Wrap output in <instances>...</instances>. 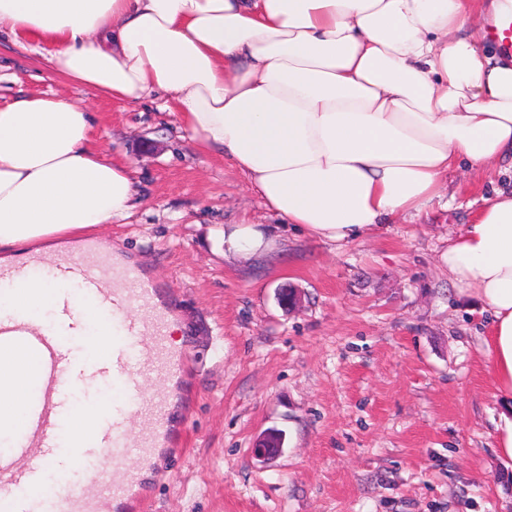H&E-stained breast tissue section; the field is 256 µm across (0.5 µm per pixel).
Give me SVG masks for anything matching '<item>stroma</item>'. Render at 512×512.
Here are the masks:
<instances>
[{
    "mask_svg": "<svg viewBox=\"0 0 512 512\" xmlns=\"http://www.w3.org/2000/svg\"><path fill=\"white\" fill-rule=\"evenodd\" d=\"M44 69L0 34V101L82 102L100 147L137 171L131 217L91 237L159 281L190 358L168 388L144 512H512L489 316L440 262L506 175L451 170L418 216L333 247L282 223L162 98L117 104ZM244 219L271 225L277 250L246 260L210 240L211 227ZM288 288L300 296L290 309L278 301ZM271 430L282 451L258 461L251 450Z\"/></svg>",
    "mask_w": 512,
    "mask_h": 512,
    "instance_id": "obj_1",
    "label": "stroma"
}]
</instances>
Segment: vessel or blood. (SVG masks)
<instances>
[{
    "label": "vessel or blood",
    "mask_w": 512,
    "mask_h": 512,
    "mask_svg": "<svg viewBox=\"0 0 512 512\" xmlns=\"http://www.w3.org/2000/svg\"><path fill=\"white\" fill-rule=\"evenodd\" d=\"M489 37L512 55V13L491 26ZM50 265L62 288L58 325L76 336L94 327L110 343L80 367L68 340L36 329L24 304L0 316V379L24 375L21 390L0 403V428L9 432L0 449V512H112L143 483L141 469H121L119 461L130 454L150 460L169 433L165 385L182 376L188 355L169 345L173 306L139 266L112 268L92 245ZM71 286L88 308L75 309ZM153 377L163 388L149 397L145 383ZM90 381L109 385L112 402L85 434L74 417L75 393Z\"/></svg>",
    "instance_id": "vessel-or-blood-1"
}]
</instances>
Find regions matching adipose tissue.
Returning a JSON list of instances; mask_svg holds the SVG:
<instances>
[{"label":"adipose tissue","mask_w":512,"mask_h":512,"mask_svg":"<svg viewBox=\"0 0 512 512\" xmlns=\"http://www.w3.org/2000/svg\"><path fill=\"white\" fill-rule=\"evenodd\" d=\"M512 0H0V32L47 48L46 75L118 103L167 94L267 208L343 243L440 198L449 170L512 161V59L464 34ZM81 103L0 104V264L129 217L135 170L105 153ZM224 251L277 247L258 224L214 228ZM490 316L485 356L512 461V187L441 254Z\"/></svg>","instance_id":"obj_1"}]
</instances>
